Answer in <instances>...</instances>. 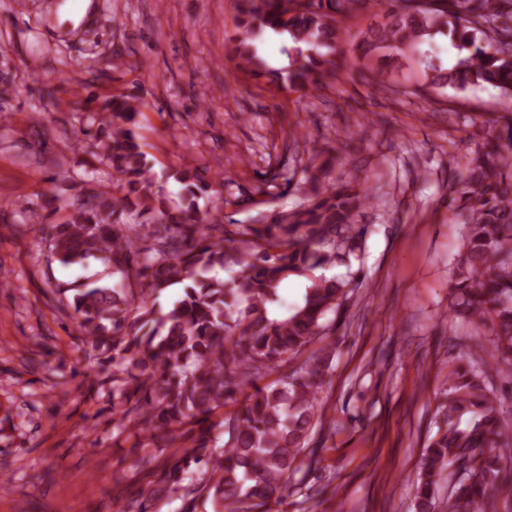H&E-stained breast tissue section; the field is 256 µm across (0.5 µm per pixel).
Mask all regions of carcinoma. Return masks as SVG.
Returning <instances> with one entry per match:
<instances>
[{
    "instance_id": "1",
    "label": "carcinoma",
    "mask_w": 512,
    "mask_h": 512,
    "mask_svg": "<svg viewBox=\"0 0 512 512\" xmlns=\"http://www.w3.org/2000/svg\"><path fill=\"white\" fill-rule=\"evenodd\" d=\"M387 5L388 21L346 49L343 20L361 6ZM234 25L226 60L246 78L266 77L271 93L329 88L341 68L371 52L383 53L374 84L385 90L386 65L442 35L455 62L448 70L429 64L428 85L460 92L490 85L512 99V0H238ZM266 31L290 43L286 68L268 69L259 56L256 40ZM91 102L82 107L97 126L93 138L124 194L102 191L91 179L71 182L69 194L50 199L67 220L51 225L44 240L61 266L96 259L117 277L111 284L66 283L56 294L83 331L82 344L112 352L113 429L172 449L161 462L138 460L149 487L138 512H151L155 496L181 490L205 496L214 512H272L288 491V475L319 460L310 437L324 427L320 396L336 349L321 346L295 370L284 364L325 340L326 317L346 302L352 279L313 276L299 304L276 314L270 305L288 275L330 267L361 249L357 217L369 191L323 187L308 167L307 205L275 210L259 227L231 229L200 209L209 184L197 172L170 174L179 184L172 204L155 190L137 133L140 98L114 94L95 110ZM506 129L481 145L459 174L460 200L448 204L466 227L451 308L490 334L486 344L469 337L477 359L448 371L441 424L421 461L417 512H436L439 483L464 459L448 512H498L499 498L512 497V477L496 452L512 436L493 403L489 372L493 364L512 367V121ZM231 267L230 279L218 275ZM174 287L181 296L159 306ZM230 404L237 409L224 412Z\"/></svg>"
}]
</instances>
